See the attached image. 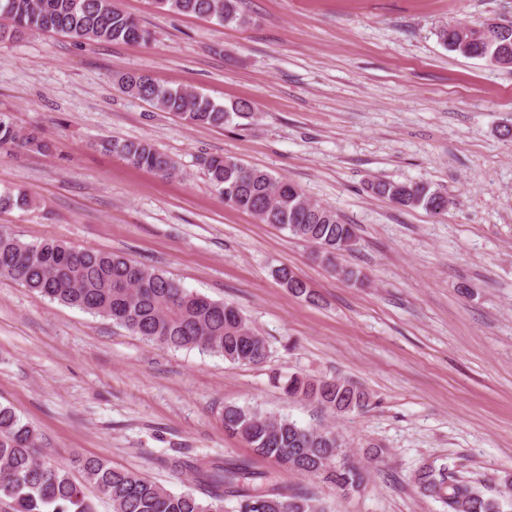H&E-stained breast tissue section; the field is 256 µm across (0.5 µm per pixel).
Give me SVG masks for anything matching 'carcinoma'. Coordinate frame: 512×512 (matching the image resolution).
Returning <instances> with one entry per match:
<instances>
[{"instance_id": "carcinoma-1", "label": "carcinoma", "mask_w": 512, "mask_h": 512, "mask_svg": "<svg viewBox=\"0 0 512 512\" xmlns=\"http://www.w3.org/2000/svg\"><path fill=\"white\" fill-rule=\"evenodd\" d=\"M159 7L217 21L224 26L248 23L240 0H156ZM43 33L68 35L79 43L102 41L147 43L151 33L120 10L114 0H0V42ZM474 57L503 65L512 52V22L489 43L477 38ZM124 92L171 112L190 126L222 128L234 119L253 120L247 100L226 106L184 88H172L146 72L116 77ZM47 153L52 144L37 129L21 130L0 113V146ZM102 147L130 165L162 177L177 174L176 162L147 141L105 139ZM212 186L224 202L272 224L312 245L321 261L346 281H361V273L339 265L337 259L357 244L355 225L334 209L305 195L294 182L248 167L238 160L213 155L204 159ZM369 191L408 208L434 216L448 213V197L439 188L415 181L376 180ZM33 205L27 194H0V210ZM276 280L296 296H309L307 283L286 267L273 271ZM0 276L8 277L51 301L111 319L147 342L170 349H193L238 364H261L269 345L233 304L184 288L179 282L127 257L96 249L76 250L49 239L25 243L0 231ZM291 398L313 400L338 413L359 412L369 406V394L344 378L311 379L293 373L282 385ZM224 426L240 435L254 453L288 468L355 491L365 480L363 468L337 458L343 443L330 428L303 427L289 418L235 405L224 407ZM171 467L188 473L193 488L173 493L151 479L116 469L107 461L77 457L69 464L46 458L37 430L9 406L0 404V501L13 512H96L88 495L93 489L110 502L112 512H325L307 488L285 490L269 476L246 463L209 465L174 459ZM419 492L441 503L443 512H494L495 505L471 483L448 474V469L422 467L414 476Z\"/></svg>"}]
</instances>
